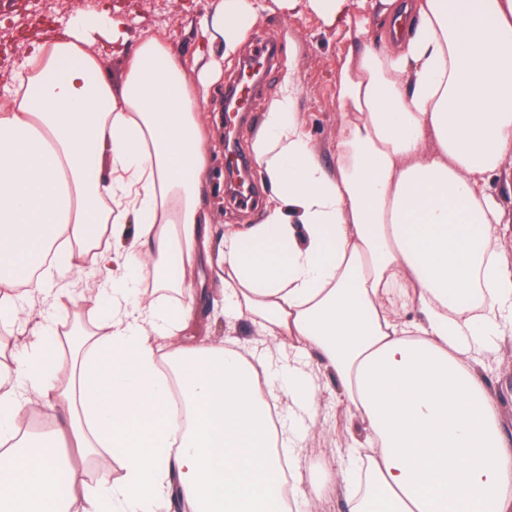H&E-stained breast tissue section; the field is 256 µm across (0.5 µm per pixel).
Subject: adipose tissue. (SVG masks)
I'll return each mask as SVG.
<instances>
[{
  "mask_svg": "<svg viewBox=\"0 0 512 512\" xmlns=\"http://www.w3.org/2000/svg\"><path fill=\"white\" fill-rule=\"evenodd\" d=\"M264 9L219 0L199 57L234 50ZM368 9L389 35L338 72L335 166L287 79L253 146L272 197L258 223L220 234L200 207L205 83L160 39L129 49L125 21L105 15L33 41L0 86V321L91 267L109 286L90 327L0 350V512H156L173 497L190 512H288L363 460L347 512H512V437L483 374L512 335V219L492 191L512 192V0ZM101 28L117 82L93 48ZM216 265L224 316L250 321L264 356L179 341ZM147 267L176 302L141 288ZM311 357L368 447L306 486ZM48 390L65 421L21 431ZM281 390L288 406L272 409ZM104 451L122 478L92 493L83 463Z\"/></svg>",
  "mask_w": 512,
  "mask_h": 512,
  "instance_id": "adipose-tissue-1",
  "label": "adipose tissue"
}]
</instances>
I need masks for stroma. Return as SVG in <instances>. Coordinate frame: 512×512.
Masks as SVG:
<instances>
[{"mask_svg":"<svg viewBox=\"0 0 512 512\" xmlns=\"http://www.w3.org/2000/svg\"><path fill=\"white\" fill-rule=\"evenodd\" d=\"M218 0H68V11L60 18L44 14L23 18V6L18 0H0V84L10 78L14 62L28 53L33 38L63 36L71 20L108 12L123 17L131 40L141 35L162 39L171 52L183 63L190 76H198L201 64L195 52L199 39L198 19L213 13ZM266 9L259 21L251 27L234 53L221 62L218 73L212 74L207 96L202 104L207 122L208 150L212 156L213 174L203 207L213 224H251L262 214L270 197V187L261 173L253 180L260 188L256 203L248 206L234 204L224 179V152L222 150L221 106L224 90L236 84L243 59L252 54L257 41L274 43L278 57L272 69L266 70L259 88L249 94L251 108L248 122L237 127V147L252 154L253 142L271 99L286 77H294L300 86L297 111L311 145L323 165L335 162L336 133L340 116L333 107L336 95V76L339 66L350 48L360 43L379 42L386 32L377 18L369 17L361 0H353L352 9L369 22L362 35H354L345 28L328 26L310 9L296 16L278 8L276 0H265ZM98 271L88 273L79 287H71L58 294L55 304L47 306L44 315L51 326L63 328L73 323L90 324L94 310L82 297L86 288L95 289L104 281ZM190 335L206 338L213 344H223L234 338L242 344L255 345L259 336L246 320L227 322L213 308L203 309L189 329ZM485 376L500 402L502 415L512 421V343L503 345L496 357L486 366ZM367 434L338 401L335 379L319 374L317 404L314 422L303 442L302 473L304 477L320 474L327 468H339L344 460L341 450L365 443Z\"/></svg>","mask_w":512,"mask_h":512,"instance_id":"stroma-1","label":"stroma"}]
</instances>
